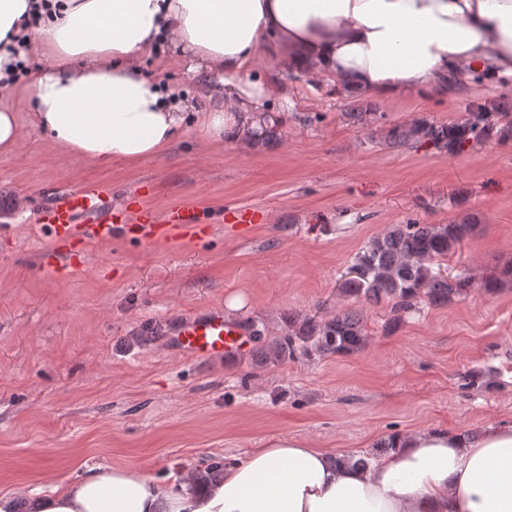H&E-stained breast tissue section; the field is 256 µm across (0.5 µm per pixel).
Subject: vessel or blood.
Returning a JSON list of instances; mask_svg holds the SVG:
<instances>
[{"instance_id": "obj_1", "label": "vessel or blood", "mask_w": 512, "mask_h": 512, "mask_svg": "<svg viewBox=\"0 0 512 512\" xmlns=\"http://www.w3.org/2000/svg\"><path fill=\"white\" fill-rule=\"evenodd\" d=\"M44 223L50 224L59 247L52 258L53 268L74 264L89 243L119 236L127 220L125 208L97 209L91 194L85 191L68 194L53 202L42 213ZM145 236L169 240L191 231L203 234L194 210L175 207L163 214L145 210L140 214ZM246 325L225 318L222 309L185 316L169 333L174 351L188 357L207 359L213 356L234 357L250 342Z\"/></svg>"}]
</instances>
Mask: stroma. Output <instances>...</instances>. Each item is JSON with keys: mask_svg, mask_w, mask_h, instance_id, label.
<instances>
[{"mask_svg": "<svg viewBox=\"0 0 512 512\" xmlns=\"http://www.w3.org/2000/svg\"><path fill=\"white\" fill-rule=\"evenodd\" d=\"M140 65L186 105L163 156L100 168L30 126L14 152L0 153V495L46 491L98 466L166 482L279 437L362 454L394 433L512 424V279L501 274L512 266V139L451 153L429 143L398 151L383 138L419 118L463 120L470 102L512 99L511 88L488 77L451 101L375 99L361 125L345 113L353 94L336 82L261 61L257 72L287 96L240 107L238 121L267 124L271 136L210 144L194 118L223 108V84L188 72L168 49ZM80 190L159 213L191 203L208 232L149 241L132 221L57 276L42 265L53 235L41 211ZM233 207L261 210L264 221L243 230ZM471 215L476 231L444 263L468 278L466 297L394 328L388 302L363 304L370 341L356 354L257 367L244 353L189 358L163 337L130 342L214 306L278 335L288 314L343 308L352 257L389 225ZM235 297L242 308L228 309ZM472 370L492 382L465 385Z\"/></svg>", "mask_w": 512, "mask_h": 512, "instance_id": "obj_1", "label": "stroma"}]
</instances>
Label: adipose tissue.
Returning <instances> with one entry per match:
<instances>
[{"label":"adipose tissue","instance_id":"1","mask_svg":"<svg viewBox=\"0 0 512 512\" xmlns=\"http://www.w3.org/2000/svg\"><path fill=\"white\" fill-rule=\"evenodd\" d=\"M0 0V94L18 63L30 125L64 153L107 168L161 155L185 116L142 56L179 50L223 83L225 109L203 112L211 143L236 140L240 92L284 96L258 58L313 80H348L375 99L455 95L475 73L512 78V0ZM367 469L282 437L201 484L186 470L159 484L141 470L89 471L49 494L0 496V512H512V424L477 434L417 431Z\"/></svg>","mask_w":512,"mask_h":512}]
</instances>
